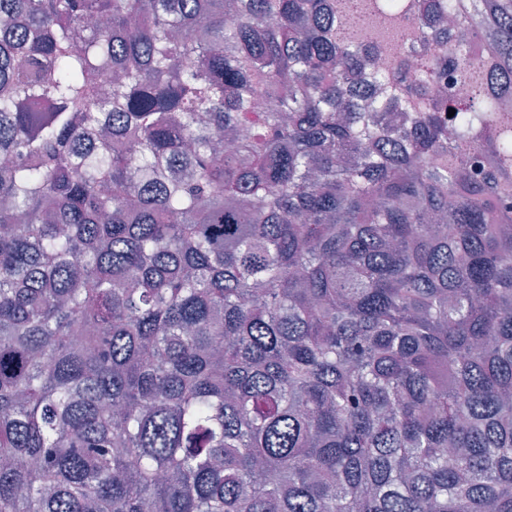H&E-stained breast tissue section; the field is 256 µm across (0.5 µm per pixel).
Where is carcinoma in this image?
Returning <instances> with one entry per match:
<instances>
[{
  "instance_id": "obj_1",
  "label": "carcinoma",
  "mask_w": 512,
  "mask_h": 512,
  "mask_svg": "<svg viewBox=\"0 0 512 512\" xmlns=\"http://www.w3.org/2000/svg\"><path fill=\"white\" fill-rule=\"evenodd\" d=\"M0 512H512V0H0Z\"/></svg>"
}]
</instances>
